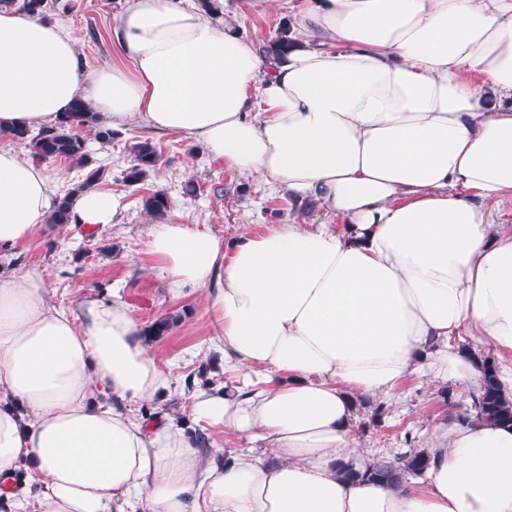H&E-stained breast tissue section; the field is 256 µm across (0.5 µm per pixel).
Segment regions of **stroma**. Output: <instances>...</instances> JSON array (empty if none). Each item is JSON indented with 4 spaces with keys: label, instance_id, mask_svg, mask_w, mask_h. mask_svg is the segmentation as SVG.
<instances>
[{
    "label": "stroma",
    "instance_id": "1",
    "mask_svg": "<svg viewBox=\"0 0 512 512\" xmlns=\"http://www.w3.org/2000/svg\"><path fill=\"white\" fill-rule=\"evenodd\" d=\"M76 3V8L68 12L54 8L48 15L49 22L75 37L83 68L121 64L112 29L125 0ZM301 4L302 0H276L264 9L256 0H224V12L238 24L243 36L265 48L281 28L299 35ZM79 133L94 162L105 168L99 190L113 194L121 202L113 223L102 228L80 224L46 228L15 252L0 256V267L19 274L32 268L43 270L49 301L73 313L79 312L81 300L88 295L105 302L120 296L144 327L165 314L180 313L178 326L153 342L158 365L169 373L172 384L153 400L134 404V413L150 420L167 416L187 425L194 436L208 440L205 455H215L221 446L249 454L252 445L247 439L217 435L203 424L192 423L188 414L192 395L223 390L231 386L232 379L224 369V354L213 341V313L204 291L172 295L155 268L148 251L151 221L141 200L155 191H164L170 202L169 222L207 226L228 243L244 230L261 231L289 220L328 224L340 231L344 228L343 219L224 166L204 147L178 133H159L131 123L120 128L112 144L105 146L95 140L90 128H80ZM144 139L156 146L161 166L141 184L126 185L123 176L130 164L128 148ZM190 180L197 186L192 196L184 192V185ZM440 392V386L432 384L429 377L414 374L402 381L390 398L358 399L351 425L357 447L376 459L391 457L412 446L430 447L437 429L453 425L456 412L471 404L469 395L459 387H452V400L448 403ZM380 404L385 412L380 418H373L372 412Z\"/></svg>",
    "mask_w": 512,
    "mask_h": 512
}]
</instances>
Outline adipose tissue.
<instances>
[{"mask_svg": "<svg viewBox=\"0 0 512 512\" xmlns=\"http://www.w3.org/2000/svg\"><path fill=\"white\" fill-rule=\"evenodd\" d=\"M126 65L83 70L57 24L0 8V136L54 125L82 97L109 126L186 135L240 173L347 219L272 224L232 246L152 225L172 293L202 289L238 385L192 419L261 444L202 455L185 427L133 416L172 380L120 298L52 305L42 271H0V484L6 512H512V428L441 429L425 482L363 476L356 398L406 377L478 386L451 342L512 357V0H307L302 42L263 53L184 0H126ZM119 199L76 197L78 224ZM52 210L45 166L0 148V253ZM359 472L344 478L343 468Z\"/></svg>", "mask_w": 512, "mask_h": 512, "instance_id": "ef3b65f1", "label": "adipose tissue"}]
</instances>
